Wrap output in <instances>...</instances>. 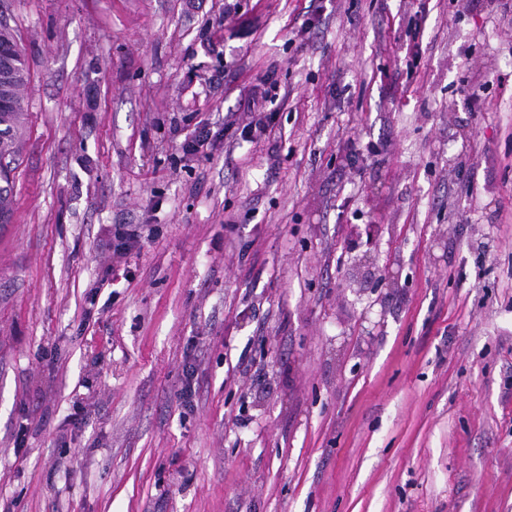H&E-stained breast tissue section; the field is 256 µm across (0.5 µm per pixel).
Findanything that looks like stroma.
<instances>
[{"label":"stroma","instance_id":"obj_1","mask_svg":"<svg viewBox=\"0 0 512 512\" xmlns=\"http://www.w3.org/2000/svg\"><path fill=\"white\" fill-rule=\"evenodd\" d=\"M11 10L0 512H512V0ZM4 47L11 50V76L0 82V100L11 103V106L0 110V221L1 223L9 214V208L13 201L11 178L12 169L9 165H3L2 160L10 158L15 161L19 152L21 133L24 120V102L20 95V89L29 80V72L23 58L22 49L18 44L16 30L9 25L0 24V49ZM19 68H12V62ZM121 227H126L127 229L121 230L120 228L116 230L114 234V240H112V248L113 254L118 257L124 255L127 248H129L133 243L138 242L141 237L144 235V231H148L146 237H150L152 234V229L149 228V224H120Z\"/></svg>","mask_w":512,"mask_h":512}]
</instances>
